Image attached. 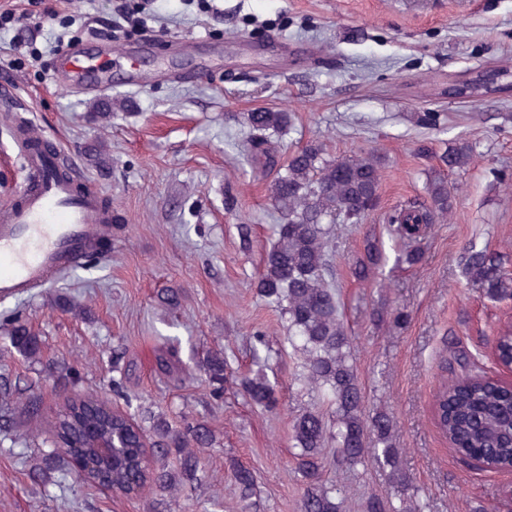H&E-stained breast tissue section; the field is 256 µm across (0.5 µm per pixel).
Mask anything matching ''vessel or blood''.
Returning <instances> with one entry per match:
<instances>
[{"mask_svg":"<svg viewBox=\"0 0 512 512\" xmlns=\"http://www.w3.org/2000/svg\"><path fill=\"white\" fill-rule=\"evenodd\" d=\"M62 62L76 84L96 73L79 54ZM28 185L0 206V296L13 297L54 281L58 270L98 240L112 221L98 190L68 169L61 149L22 150Z\"/></svg>","mask_w":512,"mask_h":512,"instance_id":"b4317fda","label":"vessel or blood"}]
</instances>
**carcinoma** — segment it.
Wrapping results in <instances>:
<instances>
[{
  "label": "carcinoma",
  "instance_id": "cac0c4a2",
  "mask_svg": "<svg viewBox=\"0 0 512 512\" xmlns=\"http://www.w3.org/2000/svg\"><path fill=\"white\" fill-rule=\"evenodd\" d=\"M250 133L246 148L260 165L271 163L272 141L267 133L291 124L287 112H251L245 117ZM474 148L467 141L448 145L441 155L443 164L462 168L472 159ZM381 158L373 153L324 158L323 144L310 141L292 152L280 168L271 188L274 207L281 222L274 227V240L262 257L263 271L257 283L260 297L280 307L287 316L288 332L301 342L307 383L334 406L332 421L306 410L292 423L291 439L296 454V471L303 482L299 512H341L340 489L321 479V452L336 451L337 463L348 471L360 466L390 469L403 485L406 474L399 466L398 449L393 447L395 421L383 411H367L356 367L349 360L351 336L341 318L330 243L337 225L362 223L376 205ZM429 204L395 209L387 216V231L401 248L398 260L410 267L420 264L422 240L439 218L453 209L447 182L439 175L427 185ZM382 260L378 244L366 242L364 254L353 265V275L367 281ZM462 277L468 288H476L492 302L512 301V270L507 259L474 244L462 257ZM10 349L30 361L43 359V341L28 322L15 317L3 324ZM496 363H512V325L498 329L493 342ZM449 367L460 374L441 386L434 405L437 424L456 456L495 469H512V387L481 374L475 357L467 352L453 354ZM199 369L214 396L224 394V384L232 374L224 351H209ZM242 393L256 406L272 411L279 406L276 385L261 373L245 372L238 377ZM40 382L28 384L23 407L16 406V384L0 370V443L15 442L16 415L39 412L36 390ZM57 447L42 453L43 466L33 477L44 480L48 471L71 477L81 486L109 488L115 494L134 498L150 484L161 495L170 494L198 479L200 457L197 450L209 448L215 433L203 422H188L177 428L151 413L142 415L136 428H129V415L112 411L94 395L74 398L66 404L53 424ZM112 437L117 450L105 456L95 447V437ZM163 459L174 457V469L141 466V437ZM239 498L254 495L255 477L246 467L233 465ZM366 512H414L405 500L387 506L379 498L370 499Z\"/></svg>",
  "mask_w": 512,
  "mask_h": 512
}]
</instances>
